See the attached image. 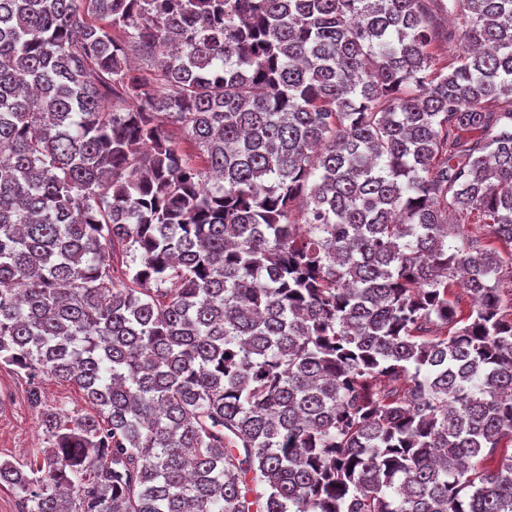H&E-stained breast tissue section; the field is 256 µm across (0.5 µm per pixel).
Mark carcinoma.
<instances>
[{
    "label": "carcinoma",
    "instance_id": "carcinoma-1",
    "mask_svg": "<svg viewBox=\"0 0 512 512\" xmlns=\"http://www.w3.org/2000/svg\"><path fill=\"white\" fill-rule=\"evenodd\" d=\"M509 265L512 0H0L21 512H512ZM450 218L451 224H463V230L469 237L479 239L483 244L491 243L501 250H506L505 245L495 241L494 238L489 235V228L486 226V224L483 223L484 221L479 218L476 213L452 214ZM30 380L23 373L0 367V460L33 462L45 448V436L36 412L27 401ZM42 398L52 407L64 409L69 417L96 414V408L87 401L78 388L55 380H40Z\"/></svg>",
    "mask_w": 512,
    "mask_h": 512
}]
</instances>
